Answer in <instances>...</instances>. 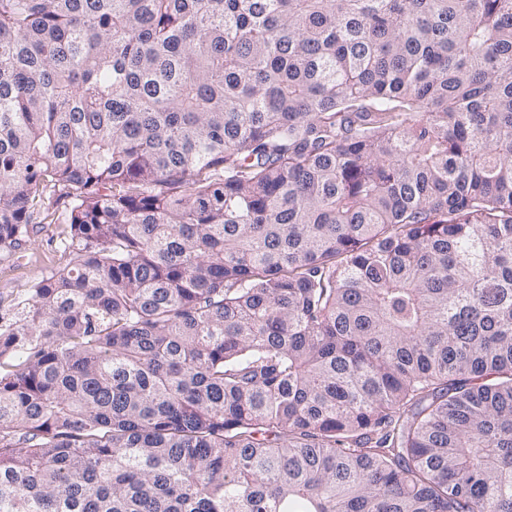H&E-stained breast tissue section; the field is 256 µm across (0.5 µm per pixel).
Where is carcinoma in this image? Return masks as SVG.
I'll use <instances>...</instances> for the list:
<instances>
[{"mask_svg": "<svg viewBox=\"0 0 512 512\" xmlns=\"http://www.w3.org/2000/svg\"><path fill=\"white\" fill-rule=\"evenodd\" d=\"M0 512H512V0H0ZM65 192L58 190L54 195V205L48 212L51 216L44 219L46 213H43L32 224L30 241L13 258L0 260V317L14 316L17 303L33 282L67 264L68 257L57 248L55 239L68 202Z\"/></svg>", "mask_w": 512, "mask_h": 512, "instance_id": "carcinoma-1", "label": "carcinoma"}]
</instances>
